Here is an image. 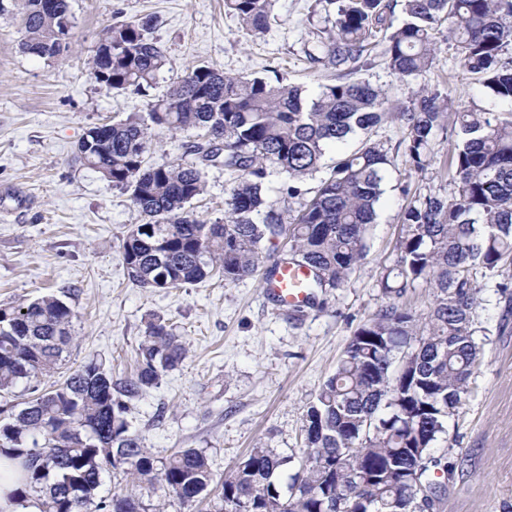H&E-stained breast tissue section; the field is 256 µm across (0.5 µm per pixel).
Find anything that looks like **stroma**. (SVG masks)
<instances>
[{"label": "stroma", "mask_w": 512, "mask_h": 512, "mask_svg": "<svg viewBox=\"0 0 512 512\" xmlns=\"http://www.w3.org/2000/svg\"><path fill=\"white\" fill-rule=\"evenodd\" d=\"M71 9L70 49L52 61L22 52L18 17L0 14V304L65 292L76 313L65 369L94 357L116 380L133 373L148 320L173 324L187 357L132 401L128 414L156 457L203 449L220 479L256 446L297 453L310 401L334 373L354 330L387 301L379 280L397 259L394 246L410 194L451 192V139L436 133L430 166L415 174L400 123L390 120L372 130L390 164L367 255L342 288L323 295L302 319L269 300L258 276L230 287L218 278L164 292L139 287L128 279L119 243L142 216L127 192L76 162L79 140L89 127L146 114L148 102L162 97L191 65L232 76L275 71L315 94L332 75L312 68L304 49L324 28L325 13L316 0H278L269 31L254 38L225 12L224 0H72ZM144 18L169 59L153 87L144 94L118 92L91 80L86 61L97 32ZM360 77L394 101L429 89L477 109L512 108L461 68L444 38L432 69L422 75L402 78L378 64ZM153 135L150 164L193 162L195 132L173 135L157 128ZM233 181L224 168H206L205 191L191 205L195 217L222 219ZM477 280L479 359L438 442L455 469L434 512H512V264L478 269Z\"/></svg>", "instance_id": "1"}]
</instances>
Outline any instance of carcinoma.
I'll return each instance as SVG.
<instances>
[{"mask_svg": "<svg viewBox=\"0 0 512 512\" xmlns=\"http://www.w3.org/2000/svg\"><path fill=\"white\" fill-rule=\"evenodd\" d=\"M0 0V13L19 16L23 52L46 60L55 50L70 0ZM276 0H224L247 34L265 33ZM328 27L305 48L314 65L333 72L312 97L280 79L230 76L208 66L188 68L167 93L148 104V118L129 117L89 128L77 158L114 188L130 194L142 216L122 238L129 279L165 290L194 285L218 272L224 285L258 273L261 244L288 236V249L266 269L284 264L311 273L308 303L343 287L365 258L368 226L384 193L390 163L384 145L364 139L324 165L326 150L359 131L394 118L405 130V154L424 172L438 130L455 138L448 156L451 195L418 194L402 214L396 264L380 281L386 296L402 297L418 282L436 290L423 317L388 302L354 331L336 371L304 416L298 467L292 457L258 446L224 474L222 512H427L441 492L439 475L454 467L438 453L467 392L479 345L473 309L475 266L512 262V111L454 104L422 90L393 107L385 91L356 78L382 58L402 77L430 70L437 35L448 32L460 64L499 101L512 103V0H403L395 22L390 0H318ZM381 53H375L379 45ZM166 51L149 21L103 27L88 75L118 92L141 93L166 66ZM198 132L196 161L153 166V127ZM236 174L224 201V220L209 224L190 205L205 190L204 169ZM285 175L284 191L298 207L282 212L266 197L269 169ZM313 194L304 180L320 171ZM262 216L256 221L255 216ZM75 313L48 294L0 304V452L18 460L26 478L16 491L40 512H164L143 492L99 497L104 475L121 473L149 490L164 486L186 512L209 495L214 473L200 448L157 458L131 431L129 402L176 369L187 348L172 326L147 322L136 349L137 370L120 381L102 360L90 359L62 382L38 391L34 382L60 369L74 340Z\"/></svg>", "mask_w": 512, "mask_h": 512, "instance_id": "carcinoma-1", "label": "carcinoma"}]
</instances>
